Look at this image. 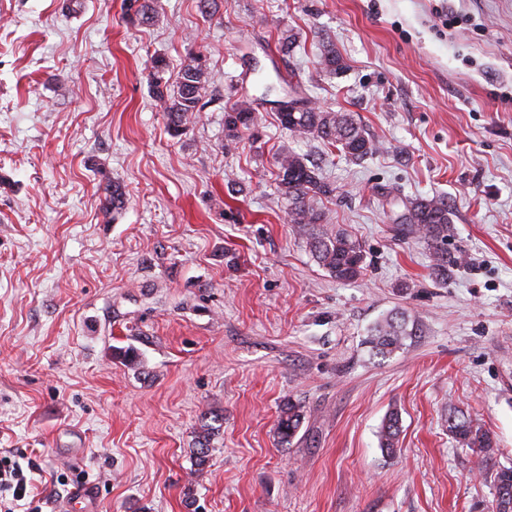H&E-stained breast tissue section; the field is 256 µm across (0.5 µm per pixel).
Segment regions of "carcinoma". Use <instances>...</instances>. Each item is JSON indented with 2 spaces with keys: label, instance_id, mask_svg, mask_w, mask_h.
I'll return each mask as SVG.
<instances>
[{
  "label": "carcinoma",
  "instance_id": "cac0c4a2",
  "mask_svg": "<svg viewBox=\"0 0 512 512\" xmlns=\"http://www.w3.org/2000/svg\"><path fill=\"white\" fill-rule=\"evenodd\" d=\"M125 15L132 25H148L153 22L156 10L154 0H125ZM149 88L159 103L167 121V130L173 137L183 134L199 111V103L206 86L207 58L202 52L192 53L178 74L169 75L166 59L152 55L145 63ZM301 107L294 112L277 113L281 127L301 139L317 138L334 147L354 163L363 161L377 151V145L365 129L347 112H330L312 105L309 99L300 97ZM256 115L251 102L242 100L224 112V127L230 133L255 125ZM277 184L282 196L288 201L289 222L304 239L312 257L332 278L340 282H356L366 267L362 244L340 228H332L327 214L314 204L317 198H328L336 188L325 181L314 166H308L307 158L283 151L277 157ZM126 194L122 186L110 180L102 188L101 211L105 217L116 219L125 207ZM401 230L427 245L431 256V275L445 282L458 261L448 257V233L451 218L444 200L415 198L404 203ZM415 335L402 313H392L376 322L369 330L368 343L381 354H391L405 346L408 338ZM302 411L292 402L285 405L279 416L277 433L280 442L288 444L301 423ZM219 416L213 415L200 426L194 441L193 458L197 470H203L208 462L211 441L218 431L213 423ZM398 412L389 411L380 431V448L392 455L396 452L400 436ZM448 432L460 443L475 448L490 460L496 454L498 443L495 436L476 420L453 410L448 414ZM493 512H512V468L501 469L493 479Z\"/></svg>",
  "mask_w": 512,
  "mask_h": 512
}]
</instances>
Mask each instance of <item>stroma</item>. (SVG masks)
Listing matches in <instances>:
<instances>
[{"label":"stroma","mask_w":512,"mask_h":512,"mask_svg":"<svg viewBox=\"0 0 512 512\" xmlns=\"http://www.w3.org/2000/svg\"><path fill=\"white\" fill-rule=\"evenodd\" d=\"M198 2L155 0L133 27L123 0H0V456L32 482L25 512L80 490L94 512H492L512 468V0H222L209 19ZM196 51L206 92L174 138L145 60L175 72ZM290 70L378 151L353 163L282 129L265 89ZM242 99L256 126L228 134ZM284 147L334 183L318 205L362 243L357 282L289 224ZM108 180L127 194L113 222ZM419 196L451 213L444 283L398 232ZM397 311L416 336L372 354ZM289 402L303 418L283 445ZM452 409L495 436L492 460L452 438ZM210 411L224 423L199 471ZM400 428L398 412L389 411L383 420L380 431V447L389 455L394 454L398 448ZM203 418L206 420L200 426V430L195 436L193 448L194 466H197V470L199 471L203 470L204 466L208 462L211 441L215 436V433L218 431V428L213 426L210 422H207V419L214 423L219 421L218 415H212L207 418L206 414H204Z\"/></svg>","instance_id":"1"}]
</instances>
